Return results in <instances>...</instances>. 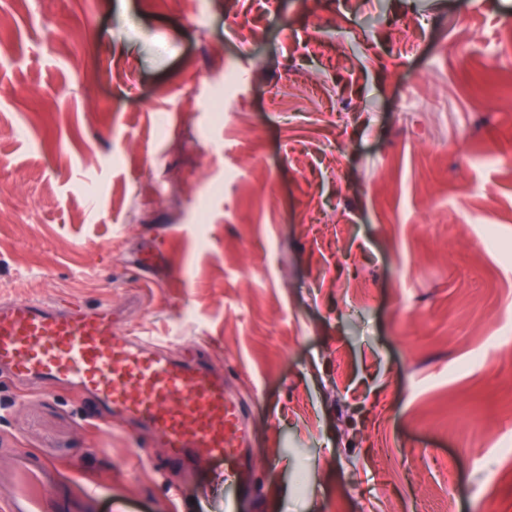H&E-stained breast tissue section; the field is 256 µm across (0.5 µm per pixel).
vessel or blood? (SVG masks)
Wrapping results in <instances>:
<instances>
[{
  "instance_id": "vessel-or-blood-1",
  "label": "vessel or blood",
  "mask_w": 512,
  "mask_h": 512,
  "mask_svg": "<svg viewBox=\"0 0 512 512\" xmlns=\"http://www.w3.org/2000/svg\"><path fill=\"white\" fill-rule=\"evenodd\" d=\"M63 381L90 393L99 417L151 434L168 458H224L231 484L252 467L240 402L223 374L169 356L140 336L117 335L112 308L87 310L66 298L0 300V373ZM53 461L19 450L0 475L9 493L0 512H60Z\"/></svg>"
}]
</instances>
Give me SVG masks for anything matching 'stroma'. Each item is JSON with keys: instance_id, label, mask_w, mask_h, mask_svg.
Segmentation results:
<instances>
[{"instance_id": "stroma-1", "label": "stroma", "mask_w": 512, "mask_h": 512, "mask_svg": "<svg viewBox=\"0 0 512 512\" xmlns=\"http://www.w3.org/2000/svg\"><path fill=\"white\" fill-rule=\"evenodd\" d=\"M266 2L0 0V291L207 360L256 460L228 489L2 379L0 470L55 461L73 512H512V0Z\"/></svg>"}]
</instances>
